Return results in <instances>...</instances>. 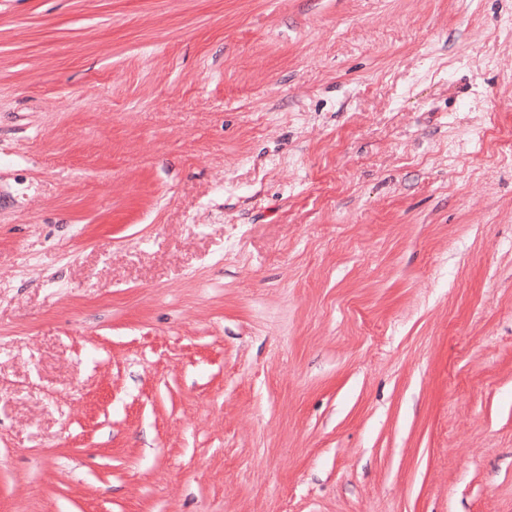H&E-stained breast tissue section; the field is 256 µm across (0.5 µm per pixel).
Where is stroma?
<instances>
[{
	"mask_svg": "<svg viewBox=\"0 0 512 512\" xmlns=\"http://www.w3.org/2000/svg\"><path fill=\"white\" fill-rule=\"evenodd\" d=\"M0 512H512V0H0Z\"/></svg>",
	"mask_w": 512,
	"mask_h": 512,
	"instance_id": "1",
	"label": "stroma"
}]
</instances>
